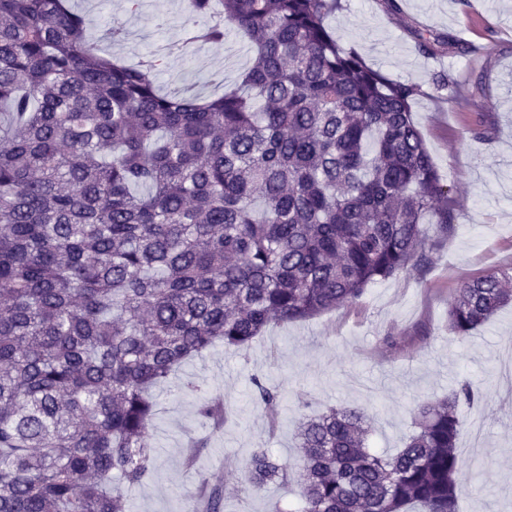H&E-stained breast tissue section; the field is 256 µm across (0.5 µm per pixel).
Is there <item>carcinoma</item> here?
I'll return each instance as SVG.
<instances>
[{
    "instance_id": "cac0c4a2",
    "label": "carcinoma",
    "mask_w": 512,
    "mask_h": 512,
    "mask_svg": "<svg viewBox=\"0 0 512 512\" xmlns=\"http://www.w3.org/2000/svg\"><path fill=\"white\" fill-rule=\"evenodd\" d=\"M191 6L190 35L251 42L237 88L161 95L157 57L93 53L69 0H0V512H129L112 481L153 473V389L177 365L354 305L427 264L423 225L453 229L421 87L336 43L339 0ZM509 304L512 276L466 281L448 327L469 337ZM251 384L276 420L278 393ZM479 397L421 403L393 455L365 446L364 409L333 407L299 425L296 468L257 451L244 472L295 477L302 512H457L458 411ZM199 415L224 424L223 401Z\"/></svg>"
}]
</instances>
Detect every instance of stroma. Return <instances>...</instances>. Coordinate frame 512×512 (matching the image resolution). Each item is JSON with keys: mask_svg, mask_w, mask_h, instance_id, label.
<instances>
[{"mask_svg": "<svg viewBox=\"0 0 512 512\" xmlns=\"http://www.w3.org/2000/svg\"><path fill=\"white\" fill-rule=\"evenodd\" d=\"M84 2L88 41L129 65L159 40L180 41L188 31L189 0H141L135 15L125 0ZM113 19L129 25L123 43L101 39ZM327 23L338 45L389 78L420 85L414 119L451 190L454 229L444 237L425 225L427 266L371 284L358 304L270 326L247 354L219 345L177 368L156 391L155 471L131 491L132 512H186L204 480L222 488L220 512H269L275 504L285 512L301 503L297 485L255 486L237 462L260 448L294 460L299 420L341 404L367 408L371 448L393 452L416 430L413 408L464 381L483 398L460 410L458 453L475 480L459 512H512V384L499 362L512 342V306L470 338L448 330V305L461 283L490 271L512 274V0H340ZM420 30L459 39L468 50L421 53ZM252 56L248 39L232 31L197 60H168L158 87L188 84L211 95L235 86ZM476 126L483 138H474ZM254 375L283 397L277 424L252 402ZM189 379L201 393L184 390ZM204 395L223 397L230 414L223 430L205 432L197 414ZM202 436L207 445L187 469L188 445Z\"/></svg>", "mask_w": 512, "mask_h": 512, "instance_id": "35a3bbf8", "label": "stroma"}]
</instances>
